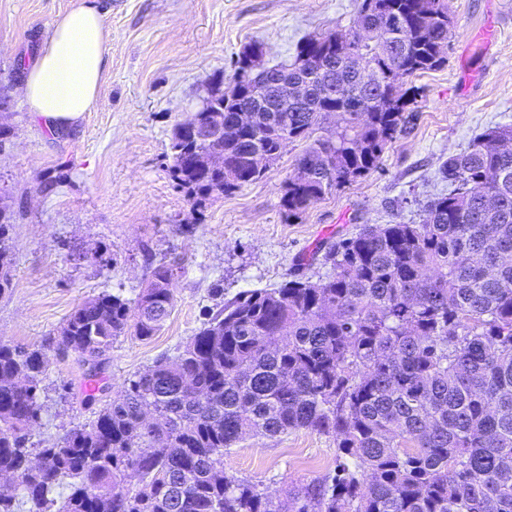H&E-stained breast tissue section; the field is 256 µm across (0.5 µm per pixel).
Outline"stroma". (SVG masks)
I'll return each instance as SVG.
<instances>
[{
	"label": "stroma",
	"instance_id": "stroma-1",
	"mask_svg": "<svg viewBox=\"0 0 512 512\" xmlns=\"http://www.w3.org/2000/svg\"><path fill=\"white\" fill-rule=\"evenodd\" d=\"M361 0H99L109 68L94 111L67 133L50 131L23 105L19 86L73 0H0V202L15 214L12 287L0 295V338L45 346L34 444L57 439L159 357L176 355L225 298L275 288L291 274L317 282L324 255L367 224L421 223L439 193L442 162L487 129L512 126V0H448L446 62L411 79L415 103L403 132L370 176L332 191L300 218L282 205L304 148L294 141L264 176L194 209L169 178L179 122L204 103L210 79L235 81L233 62L263 43V62L290 61L298 41L351 28ZM173 270L174 303L161 330L119 337L89 376L48 348L71 310L102 292L136 301L153 268ZM334 437L296 430L245 436L224 455L227 474L273 502L336 467Z\"/></svg>",
	"mask_w": 512,
	"mask_h": 512
}]
</instances>
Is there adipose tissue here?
<instances>
[{"mask_svg": "<svg viewBox=\"0 0 512 512\" xmlns=\"http://www.w3.org/2000/svg\"><path fill=\"white\" fill-rule=\"evenodd\" d=\"M107 37L95 0H75L54 22L19 87L23 104L53 132L93 111L107 70Z\"/></svg>", "mask_w": 512, "mask_h": 512, "instance_id": "1", "label": "adipose tissue"}]
</instances>
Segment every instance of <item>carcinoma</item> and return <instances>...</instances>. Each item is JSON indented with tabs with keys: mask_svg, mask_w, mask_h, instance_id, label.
I'll return each instance as SVG.
<instances>
[{
	"mask_svg": "<svg viewBox=\"0 0 512 512\" xmlns=\"http://www.w3.org/2000/svg\"><path fill=\"white\" fill-rule=\"evenodd\" d=\"M354 29L311 36L294 61L275 64L252 85L224 92L213 81L195 113L224 114L219 146L229 167L195 165L206 145L172 137L170 179L193 205L232 195L260 179L250 155L305 141L283 205L298 217L326 194L380 168L413 101L400 84L445 63L446 0H362ZM263 46L236 61L257 74ZM368 58L367 83L354 68ZM309 84L311 98L282 110L270 79ZM265 98L266 111L239 127L237 111ZM336 129L313 138L326 113ZM512 126L489 129L438 170L448 193L428 201L420 224L366 225L326 254L321 283L292 275L277 288L243 291L190 337L129 380L93 419L40 448L27 446L38 423L44 347L0 339V512H280L256 485L226 474L224 450L244 434L309 430L336 438L334 475L288 492V512H512ZM13 215L0 207V294L12 284ZM172 269L154 268L135 304L101 293L79 304L52 345L99 371L129 330H160L174 293ZM42 463L35 468L31 456ZM139 478L125 488L126 471Z\"/></svg>",
	"mask_w": 512,
	"mask_h": 512,
	"instance_id": "carcinoma-1",
	"label": "carcinoma"
}]
</instances>
